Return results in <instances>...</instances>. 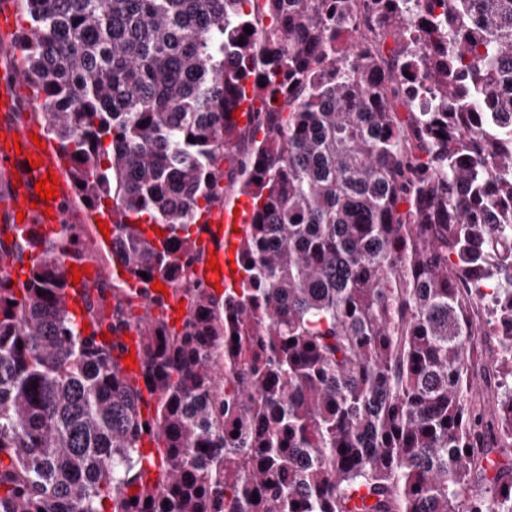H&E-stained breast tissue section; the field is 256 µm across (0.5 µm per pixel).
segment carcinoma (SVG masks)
<instances>
[{"label":"carcinoma","mask_w":512,"mask_h":512,"mask_svg":"<svg viewBox=\"0 0 512 512\" xmlns=\"http://www.w3.org/2000/svg\"><path fill=\"white\" fill-rule=\"evenodd\" d=\"M22 6L130 278L77 313L73 226L0 231L40 250L0 267V512H512V0ZM224 178L253 207L217 294L191 226Z\"/></svg>","instance_id":"1"}]
</instances>
